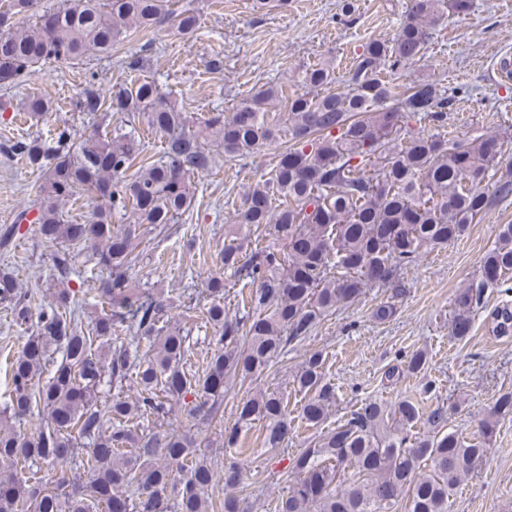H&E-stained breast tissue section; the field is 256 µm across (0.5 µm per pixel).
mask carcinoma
<instances>
[{"mask_svg":"<svg viewBox=\"0 0 512 512\" xmlns=\"http://www.w3.org/2000/svg\"><path fill=\"white\" fill-rule=\"evenodd\" d=\"M34 6L35 0H10L0 13L1 87L44 64H75L90 51L110 54L139 29L167 24L187 34L200 23L195 11H171L164 0H70L61 10L36 15L24 29L11 25L13 15ZM471 8L472 0H410L394 37L367 42L353 59L345 90L323 92L334 71L316 65L305 71V90L288 95L281 87L262 89L228 116L212 113L195 130L155 80L139 78L106 97L90 75L72 100L73 111L121 112L130 121L146 115L163 138L155 160L141 157V140L121 127L76 145L64 128L49 140L21 139L8 147L43 173L33 204L35 234L59 250L52 256L53 301L15 357L11 391L0 402V512H215L208 488L216 470L201 453L212 442L173 428L147 430L141 421H159L180 402L195 419L218 418L224 395L258 378L322 317L369 286L389 288L394 298L403 295L402 270L418 260L420 250L459 239L485 212L489 199L480 184L496 159L498 138L463 144L414 130L411 120L447 126L446 91L434 81L401 88L380 77L384 66L399 69L421 56L444 13ZM281 98L287 100L288 146L248 187L226 235L221 271L207 278L213 302L205 318L217 342L206 375L191 377L182 368L189 336L163 324L170 301L136 282L138 256L131 241L144 224L179 222L190 202V176L213 166L209 144L239 157L276 141L278 130L266 122L265 106ZM24 108L36 120L53 110L35 95ZM135 165L122 189H112V179ZM80 193L101 204L81 223L64 220L61 206ZM29 212L16 214L0 248L19 235ZM122 212L133 222L114 224L113 215ZM263 225L273 229L281 247L257 243L243 251L241 238ZM71 244L90 249L105 273L95 288L101 311L85 330L74 293L63 287L73 274ZM226 270L237 282L258 284L234 318L224 312ZM509 274L512 224H504L478 281L457 294L455 338L468 335L487 289ZM0 304L15 320L27 319L16 278L8 273H0ZM492 321L496 335L512 334L508 308L493 313ZM425 364V353L413 352L385 379L396 385ZM322 366V354L314 352L291 375L294 390L305 395L300 418L313 426L323 424L336 405V387L325 380ZM131 372L138 396L99 403V388L119 387ZM188 396L193 400L186 401ZM38 406L39 427L19 428ZM236 414L221 447H238L241 430L259 422L263 447L274 454L283 448L290 422L279 392L256 390ZM491 415L512 416V392L496 399ZM419 418L409 398L392 406L363 403L293 457L298 479L278 496L275 512H395L402 502L406 512H451L453 491L489 452L494 424L485 422L468 438L446 431L443 413L436 412L431 432L405 434L404 427ZM81 445L83 455L75 451ZM39 463H63L73 474L52 485L38 476Z\"/></svg>","mask_w":512,"mask_h":512,"instance_id":"cac0c4a2","label":"carcinoma"}]
</instances>
